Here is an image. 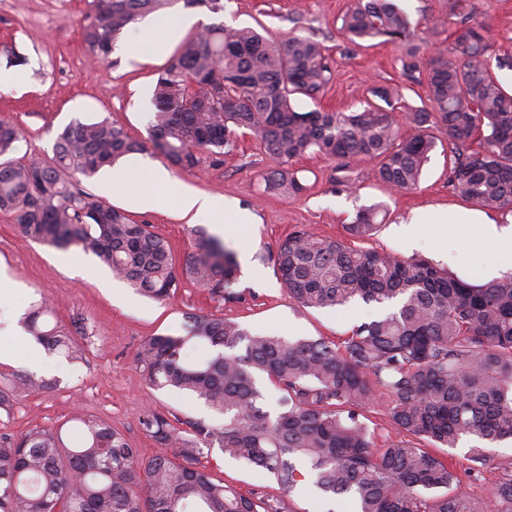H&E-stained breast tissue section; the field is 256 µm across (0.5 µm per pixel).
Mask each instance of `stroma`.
Returning a JSON list of instances; mask_svg holds the SVG:
<instances>
[{"label":"stroma","instance_id":"35a3bbf8","mask_svg":"<svg viewBox=\"0 0 512 512\" xmlns=\"http://www.w3.org/2000/svg\"><path fill=\"white\" fill-rule=\"evenodd\" d=\"M224 10L214 14L206 7L185 8L176 0V12L200 17L202 25L224 23L226 28L263 27L276 42L289 35H308L322 42L331 58L334 76L318 101L298 99L300 110L321 107L336 112L359 108L371 87L403 86L399 61L401 50L392 43L358 46L340 32L341 17L351 0H222ZM410 22L431 17L447 25L435 38L437 48L451 46L461 27L458 13L484 23L485 37L496 49L512 50V0H400ZM87 0H0V72L10 81L0 86V119L14 122L24 137L15 158L32 155L51 158L61 130L72 120L112 121L137 139H147L153 106V90L160 70L173 58V51L141 60L136 56L132 32H125L114 46L110 63L93 62L82 40ZM26 57L13 65V55ZM270 160L251 137L241 138L236 151L222 162L203 158L192 170L168 169L172 181L186 183L218 196L225 203L252 217L251 223L220 227L205 222L209 234L221 237L234 253L248 252L250 268L239 271L236 290L244 302L225 303L190 281H183L177 296L158 302L126 287L96 257L78 249H59L22 237L13 215L0 212V266L20 281L13 301L0 300V372H37L52 380V388L39 393H21L11 413L0 411V434L18 435L34 426H62L71 433L68 418L77 411L94 414L123 433L143 455L160 454L161 447L138 425L149 408L178 417L218 421L219 416L202 401L167 389L151 390L141 376L137 356L142 340L152 334L178 335L188 312L214 314L239 323L254 332L290 337H324L341 341L357 324L376 315V306L361 302L339 309L299 307L289 298L271 264L259 255L276 248L292 231L304 229L328 239L347 237L346 224L356 212L374 204L383 208L373 236L351 241L358 249L385 250L405 259L426 258L453 275L474 284L486 282V267L498 261L494 251L475 246L468 225L448 227V244L432 240L429 229L420 232L421 245L409 247L395 232L413 213L427 208L454 211L468 203L448 185V159L434 150L420 186L409 193H393L374 177V166L360 158L347 161V169L358 177L356 192L337 191L330 177L336 160L306 156L293 160L307 186L291 197L267 191L260 178ZM111 167L90 178H81L83 190L114 207L125 210L140 224L169 244L176 265H183L194 248L192 225L178 213L176 195L164 185L130 183L111 193ZM151 194L153 208L130 206L131 194ZM125 288L126 299H113V288ZM56 303L54 324L71 331L87 330L82 342L83 362L71 363L47 355L42 347L20 342L15 334L14 308L30 309L42 297ZM486 466L472 470L468 445L436 449V456L460 478L475 502L489 505L495 485L512 474V441L484 445ZM212 474L245 494L284 499L288 512H327L328 502L312 490L284 494L274 478L265 477L236 461L212 451L203 460Z\"/></svg>","mask_w":512,"mask_h":512}]
</instances>
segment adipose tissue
<instances>
[{
  "label": "adipose tissue",
  "instance_id": "ef3b65f1",
  "mask_svg": "<svg viewBox=\"0 0 512 512\" xmlns=\"http://www.w3.org/2000/svg\"><path fill=\"white\" fill-rule=\"evenodd\" d=\"M195 22V17L189 14L165 15L153 19L139 35L137 46L140 54L145 57L162 54ZM172 190L178 198L180 213L190 217L191 221L217 214L223 215L228 224H245L249 221L248 216L226 205L223 198L200 192L183 183L173 185ZM452 223L470 225L473 241L493 247L502 256L512 258V225H499L482 214L427 209L414 216L410 223L400 225L397 232L412 243L417 239L420 225L425 224L432 228L436 238L443 239L447 237L448 226Z\"/></svg>",
  "mask_w": 512,
  "mask_h": 512
}]
</instances>
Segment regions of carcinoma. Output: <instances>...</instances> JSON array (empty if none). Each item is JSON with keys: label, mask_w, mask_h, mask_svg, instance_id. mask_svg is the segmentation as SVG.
<instances>
[{"label": "carcinoma", "mask_w": 512, "mask_h": 512, "mask_svg": "<svg viewBox=\"0 0 512 512\" xmlns=\"http://www.w3.org/2000/svg\"><path fill=\"white\" fill-rule=\"evenodd\" d=\"M176 0H88L83 42L96 61L133 23ZM445 20L426 23L413 37L396 0H353L341 18L352 43L383 39L401 47L411 82L427 84L426 102L407 108V128L394 120L399 88L377 86L351 112H301L332 79L326 48L310 36L275 43L252 27H203L158 74L153 119L145 140L102 120L75 119L58 134L54 156L24 162L9 154L22 131L0 120V212L15 216L32 241L95 256L113 275L157 301L177 294L181 277L226 303L244 300L234 289L238 265L224 242L192 230L194 250L181 272L166 241L126 213L78 188L77 175L136 153L152 152L179 169L199 154L233 152L249 134L276 160L262 174L265 188L296 196L305 190L290 162L318 154L360 157L392 192L417 189L430 154L450 148L448 186L490 210L512 207V91L494 69H512V55L489 53L482 24L460 16L462 32L450 53L424 46ZM380 209L365 208L346 225L364 239ZM262 258L273 263L288 295L304 308H336L355 301L387 309L353 326L340 343L324 338L252 332L215 315L188 312L180 336L156 334L140 344L142 377L152 389L185 392L224 423L167 416L148 409L141 429L167 455L145 458L99 417L71 418L77 438L62 427L0 434V512H286L280 499L246 495L213 477L200 458L217 448L225 457L271 475L292 494L309 477L328 502L355 512H485L463 491L457 475L422 443L455 448L466 440L471 461L486 458L477 443L512 439V276L466 282L424 259L356 249L342 240L297 230ZM43 299L24 320L49 355L69 362L85 349L44 317ZM280 392L271 418L260 380ZM52 383L35 373L0 372V408L19 391ZM397 437L382 447L363 421L376 387ZM496 507L512 512V476L496 485Z\"/></svg>", "instance_id": "1"}]
</instances>
